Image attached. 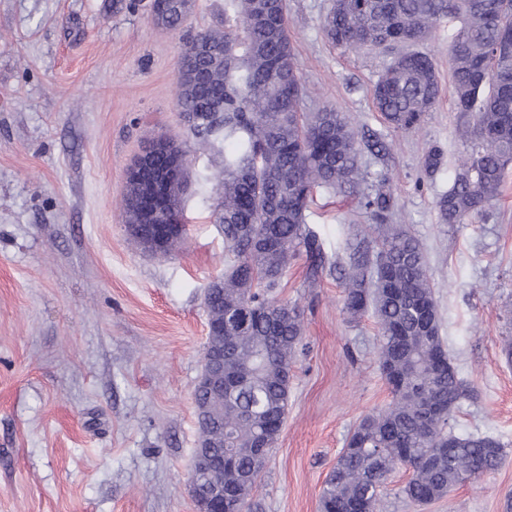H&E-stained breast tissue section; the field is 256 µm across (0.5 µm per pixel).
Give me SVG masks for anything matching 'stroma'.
I'll list each match as a JSON object with an SVG mask.
<instances>
[{"instance_id": "35a3bbf8", "label": "stroma", "mask_w": 512, "mask_h": 512, "mask_svg": "<svg viewBox=\"0 0 512 512\" xmlns=\"http://www.w3.org/2000/svg\"><path fill=\"white\" fill-rule=\"evenodd\" d=\"M150 0H0V512H197L189 492L198 441L194 388L207 336L204 293L224 272V234L211 208L224 195L221 160L197 151L176 106L187 40L220 26L224 0H195L175 31ZM290 40L309 94L387 155L363 151L370 181L387 179L398 222L423 244L440 334L471 388L448 426L490 434L499 469L425 508L406 501L404 470L380 490L379 512H505L512 501V170L488 214L442 223L462 144L441 22L423 49L444 94L412 131L387 128L370 90L388 58L327 39L330 0H287ZM182 144L187 233L169 253L126 230V169L144 142ZM444 166L426 177L431 147ZM326 262L289 267L274 299L298 306L304 335L290 372L288 414L252 490L251 512H320L324 482L361 417L386 406L372 314L349 321L339 274L355 236L378 228L357 197L318 190L307 211Z\"/></svg>"}]
</instances>
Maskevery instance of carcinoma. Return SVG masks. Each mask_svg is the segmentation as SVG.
<instances>
[{"instance_id": "cac0c4a2", "label": "carcinoma", "mask_w": 512, "mask_h": 512, "mask_svg": "<svg viewBox=\"0 0 512 512\" xmlns=\"http://www.w3.org/2000/svg\"><path fill=\"white\" fill-rule=\"evenodd\" d=\"M190 0H152L155 24L176 30ZM449 37L454 110L462 117L463 150L448 190L437 200L446 224H467L492 207L512 164V53L494 55L512 32V0H332L323 28L345 49L397 48L371 97L388 127L411 131L440 101L442 85L430 57L414 46L444 20ZM195 54L177 72L178 108L199 149L224 153V200L216 207L229 261L224 287L205 293L208 322L224 319V396L201 391L200 442H224L230 456L226 486L236 508L246 507L260 471L252 445L275 446L288 408L292 357L303 335L296 305L267 297L290 261L303 253L312 274L323 269L319 236L307 227L315 189H356L366 180L356 134L333 110L301 111L306 95L288 36L286 0H224V29L190 38ZM173 207L158 219L142 217L141 185L167 174ZM183 155L161 149L151 169L129 175L122 206L126 223L142 225L133 238L149 248L152 225H180ZM375 224L385 226L372 247L360 240L345 272L344 312L373 310L383 375L397 369L392 402L365 415L325 482L321 512H377L379 490L398 469L408 471L402 493L417 504L495 472L504 446L491 435H457L448 414L465 385L440 336V317L420 241L393 223L391 191L378 186L360 197Z\"/></svg>"}]
</instances>
